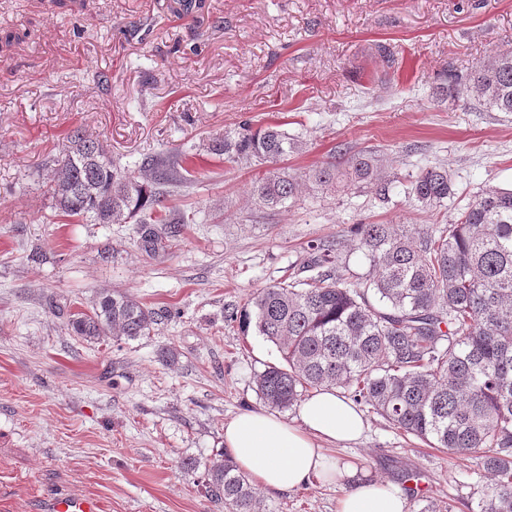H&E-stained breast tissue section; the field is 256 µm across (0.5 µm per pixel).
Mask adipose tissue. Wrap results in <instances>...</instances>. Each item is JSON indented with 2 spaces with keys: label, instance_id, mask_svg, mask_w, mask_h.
<instances>
[{
  "label": "adipose tissue",
  "instance_id": "ef3b65f1",
  "mask_svg": "<svg viewBox=\"0 0 512 512\" xmlns=\"http://www.w3.org/2000/svg\"><path fill=\"white\" fill-rule=\"evenodd\" d=\"M365 428L360 409L327 386L301 404L294 422L262 410L236 415L224 425V449L267 492L352 479L356 485L341 496L336 512H407V498L398 489L359 479L356 471L326 455L325 444L356 442Z\"/></svg>",
  "mask_w": 512,
  "mask_h": 512
}]
</instances>
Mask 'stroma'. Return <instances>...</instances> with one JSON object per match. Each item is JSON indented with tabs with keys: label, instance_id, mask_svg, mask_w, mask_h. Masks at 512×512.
<instances>
[{
	"label": "stroma",
	"instance_id": "obj_1",
	"mask_svg": "<svg viewBox=\"0 0 512 512\" xmlns=\"http://www.w3.org/2000/svg\"><path fill=\"white\" fill-rule=\"evenodd\" d=\"M0 512L46 499L99 500L101 512H226L203 486L224 424L260 409L254 376L280 361L228 306L303 278L308 246L339 243L351 273L369 264L357 224L453 223L489 186L512 188V113L435 100L437 74H469L512 50V0H0ZM286 125L302 143L281 166L296 202L255 205L267 165L211 145L242 124ZM130 176L159 154L187 158L192 184L172 205L195 221L155 253L135 220L72 224L45 193L75 128ZM367 150L397 174L388 201L334 192L310 172ZM454 197L426 212L405 195L425 165ZM40 248L45 258L29 255ZM118 290L153 309L149 335L89 343L68 320ZM173 349L166 363L163 349ZM364 436L330 445L337 463L468 512L485 480L474 460L428 447L378 414ZM197 462L179 469L181 459ZM345 487L263 493L265 512H336Z\"/></svg>",
	"mask_w": 512,
	"mask_h": 512
}]
</instances>
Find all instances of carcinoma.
<instances>
[{"instance_id": "cac0c4a2", "label": "carcinoma", "mask_w": 512, "mask_h": 512, "mask_svg": "<svg viewBox=\"0 0 512 512\" xmlns=\"http://www.w3.org/2000/svg\"><path fill=\"white\" fill-rule=\"evenodd\" d=\"M434 90L473 97L488 112H512V51L491 55L466 77L446 73ZM301 148L279 125L248 128L213 146L237 164L273 163ZM147 167L153 183L130 178L106 145L76 129L47 193L62 216L92 224L140 215L139 243L151 252L154 225L190 224L193 217L168 206L172 189L187 181L181 160L157 155ZM313 178L332 188L368 182L382 200L391 184L364 152L320 167ZM298 189L297 177L270 171L256 180L253 197L271 208ZM453 194L448 170L437 165L421 168L408 191L429 209ZM355 240L372 269L367 278L347 275L339 245L319 242L306 263L316 275L261 288L246 305L225 310V321L244 334L255 330L281 354L282 362L255 376L260 401L285 411L311 389H344L428 446L477 460L490 483L469 512H512V190L486 188L448 226L409 232L358 224ZM155 324L156 312L115 290L69 320L87 341L109 334L136 340ZM204 487L227 512H262L258 488L227 453L211 462Z\"/></svg>"}]
</instances>
